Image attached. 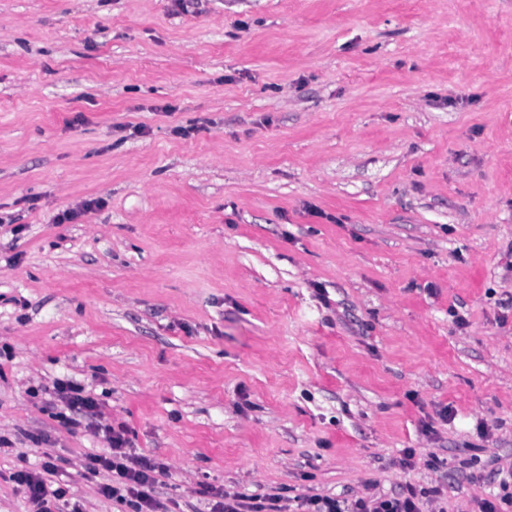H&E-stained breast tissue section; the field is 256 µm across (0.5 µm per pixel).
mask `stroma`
<instances>
[{"instance_id": "1", "label": "stroma", "mask_w": 512, "mask_h": 512, "mask_svg": "<svg viewBox=\"0 0 512 512\" xmlns=\"http://www.w3.org/2000/svg\"><path fill=\"white\" fill-rule=\"evenodd\" d=\"M119 423L170 512L499 493L512 0H0V512L47 452L131 512L83 475ZM54 390L71 412L83 416L97 414L98 405L96 401L85 395L84 389L80 385L69 380L57 379L54 381ZM218 496L221 500L213 504L212 512H282L280 495L223 492Z\"/></svg>"}]
</instances>
